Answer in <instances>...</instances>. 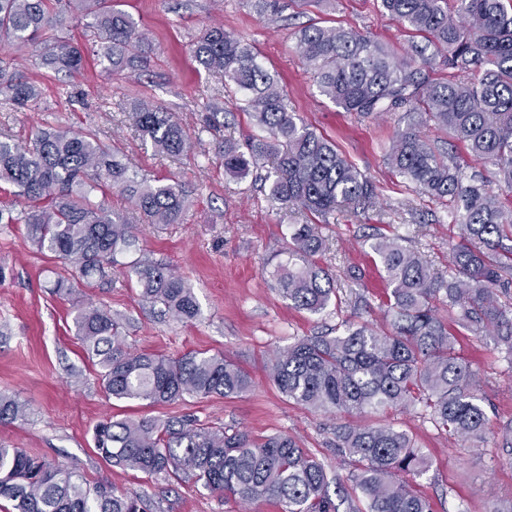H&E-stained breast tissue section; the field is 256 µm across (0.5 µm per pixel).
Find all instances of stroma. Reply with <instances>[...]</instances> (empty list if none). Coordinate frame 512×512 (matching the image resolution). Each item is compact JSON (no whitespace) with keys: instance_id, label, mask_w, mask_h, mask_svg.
Segmentation results:
<instances>
[{"instance_id":"stroma-1","label":"stroma","mask_w":512,"mask_h":512,"mask_svg":"<svg viewBox=\"0 0 512 512\" xmlns=\"http://www.w3.org/2000/svg\"><path fill=\"white\" fill-rule=\"evenodd\" d=\"M270 2L278 13L274 25L257 10L256 0H119L145 38L137 48L141 67L111 78L100 64L89 62L71 78L73 100L67 103L57 94L54 75L30 54L20 69L41 86V100L24 112H0V132L23 141L41 128L98 131L133 170L179 184L188 194L179 223L135 224L136 242L123 255L122 267L109 271L106 284L78 282L64 296L51 286L70 276L71 266L37 252L23 225L0 224V393L27 407L25 420L0 424V445L47 459L87 486L112 484L140 497L145 512H280V506L272 500L245 505L224 498L189 474L148 477L109 465L92 442L94 425L105 418L190 417L210 429L248 432L258 441L285 434L329 475L347 478L352 466L336 449V417L289 400L269 380L266 366L276 350L342 320L382 325L389 286L371 249L376 235L410 237L440 274L447 273L450 249L459 241L447 211L403 183L385 161L400 114L363 118L344 111L319 93L296 47L299 29L316 23L354 29L402 54L411 29L385 14L380 0L317 6ZM211 23L251 43L265 67L279 75L289 106L377 187L372 208L357 213L339 207L325 231L319 261L337 275L344 297L340 307L319 314L300 311L273 286L270 273L285 258L294 225L314 218L298 206L271 199L267 185L234 178L220 166L219 144L255 133L251 117L227 99L221 132L201 129L207 102L221 80L198 70L190 45ZM144 99L175 114L194 138L189 152L168 158L144 146L131 119L133 103ZM140 257L171 265L187 279L201 308L196 320H175L142 298L124 269ZM86 304L122 317L129 351L169 357L221 353L249 373L250 391L238 398L189 397L155 406L109 398L98 366L76 336L74 312ZM456 336L480 379L479 396L491 427L512 420V354L488 335L460 330ZM375 420L406 431L428 455L431 467L416 486L434 512H458L463 506L469 512H491L512 497V448L498 447L496 437L477 444L449 439L418 405L378 414Z\"/></svg>"}]
</instances>
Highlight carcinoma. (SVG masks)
Returning a JSON list of instances; mask_svg holds the SVG:
<instances>
[{
    "label": "carcinoma",
    "instance_id": "carcinoma-1",
    "mask_svg": "<svg viewBox=\"0 0 512 512\" xmlns=\"http://www.w3.org/2000/svg\"><path fill=\"white\" fill-rule=\"evenodd\" d=\"M445 3L381 0L385 13L427 41L411 44L406 60L353 29L313 24L297 34L321 95L360 117L405 112L407 125L397 130L387 165L420 194L449 207L460 241L445 277L404 238L377 237L372 249L390 287L388 328L345 321L336 336H305L276 351L268 376L287 398L324 414L361 416L421 404L435 428L474 444L484 440L489 418L476 376L440 311L467 331L496 337L512 353V315L497 301L512 291V203L504 204L486 181L467 174L457 156L437 152L420 127L434 125L463 144L473 160L497 166L498 181L512 189V0H456L455 17ZM68 16L97 42L107 76L138 66L135 23L112 0H0V49L19 53L39 46L40 65L61 77L62 85L85 63L79 46L54 34ZM430 45L445 55L453 78L432 80L416 65L429 60ZM192 53L198 69L222 78L203 130L220 125V100L228 90L240 95L237 108L268 132L243 144L224 140V170L243 179L274 160L272 198L299 204L318 218L316 224L294 225L288 260L271 273L277 291L312 314L333 300L342 304L335 273L317 260L323 229L342 204L372 206L376 186L288 106L277 76L258 61L253 45L213 24L197 37ZM475 68L483 74L471 82ZM39 96L33 81L0 66V111L21 112ZM131 119L143 143L158 154L178 157L190 148L172 112L140 101ZM0 184L25 202L28 242L74 263L83 280H105L132 245V225L97 200L104 185L124 192L149 224H176L188 206L181 187L138 176L93 131L48 128L28 143L0 133ZM129 268L152 305L182 322L200 315L193 288L176 269L149 260L132 261ZM74 326L100 367L104 389L118 401L236 398L251 387L250 375L222 354L129 352L123 323L109 310L80 307ZM24 419V406L0 394V423ZM93 442L105 461L147 476L189 473L205 488L245 503L274 500L282 512H339L324 465L287 435L258 443L243 431L210 430L192 419L110 418L94 426ZM336 448L354 463L348 480L364 502L362 508L349 504V512H432L409 480L425 474L429 462L405 431L340 424ZM0 500L10 503L8 512H141L137 497L110 485L89 488L44 458L3 446Z\"/></svg>",
    "mask_w": 512,
    "mask_h": 512
}]
</instances>
